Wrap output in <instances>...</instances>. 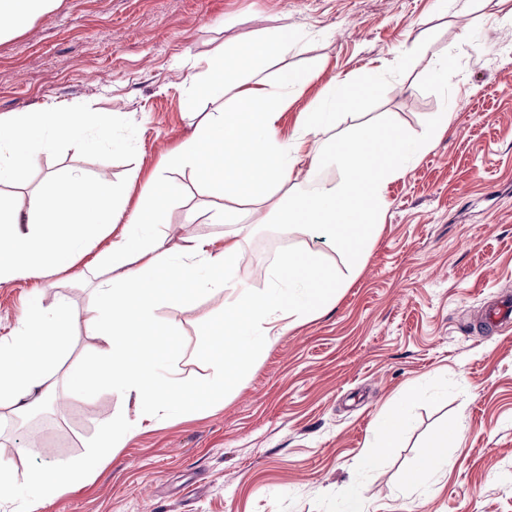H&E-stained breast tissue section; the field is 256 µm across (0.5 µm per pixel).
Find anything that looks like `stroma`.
Listing matches in <instances>:
<instances>
[{
	"label": "stroma",
	"mask_w": 512,
	"mask_h": 512,
	"mask_svg": "<svg viewBox=\"0 0 512 512\" xmlns=\"http://www.w3.org/2000/svg\"><path fill=\"white\" fill-rule=\"evenodd\" d=\"M470 8L487 16L482 28L437 0H62L0 42V115L108 112L118 142L94 151L52 144L22 182L0 191L25 203L48 177L72 170L108 172L121 188L136 167L141 180L159 175L181 187L162 226L175 245L225 231L190 217L208 203L190 171L163 166L195 135L197 113L224 108L186 85L195 57L295 28L296 47L262 71L269 78L285 64L314 74L280 114L283 138L331 81H357L375 67L378 94L359 113L341 111L337 133L382 121L418 138L433 113L455 114L387 184V211L358 271L324 233L307 239L276 223L246 225L236 264L243 292L266 288L280 253L309 247L343 282L335 304L260 347L217 404L206 398L204 341L223 326V293L161 307L173 366L197 389L186 412L137 431L94 480L40 512H346L350 485L366 512H512V330L481 325L486 307L512 294V26L496 22L512 0H471ZM446 60L453 70L442 81L436 69ZM93 279L77 266L0 283V336L35 293L48 305L64 297L84 308ZM393 405L408 419L399 445L380 469L365 470L374 423ZM128 412L109 389L80 400L56 385L53 405L30 427L39 457L18 453L15 418L0 415V465L26 486L33 470L97 450L103 420ZM446 425L460 430L447 464L430 485L404 488V473Z\"/></svg>",
	"instance_id": "stroma-1"
}]
</instances>
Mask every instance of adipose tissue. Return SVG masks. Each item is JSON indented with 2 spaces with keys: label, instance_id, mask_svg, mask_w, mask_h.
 I'll use <instances>...</instances> for the list:
<instances>
[{
  "label": "adipose tissue",
  "instance_id": "ef3b65f1",
  "mask_svg": "<svg viewBox=\"0 0 512 512\" xmlns=\"http://www.w3.org/2000/svg\"><path fill=\"white\" fill-rule=\"evenodd\" d=\"M60 2L0 0V41L21 33ZM297 39L293 28L280 25L237 48L232 59H197L188 76L191 86H205L219 98L231 88L237 94L230 107L200 122L195 137L169 155L166 164L190 171L199 194L211 197L207 213L212 223H243L245 206L269 201L287 231L307 236L323 227L357 266L370 251L385 214L386 181L404 172L431 140L407 137L387 124L333 137L337 109L358 110L379 91L380 77L374 72L358 81H339L324 103L304 113L291 138L279 139L278 113L287 107L290 95L308 85L312 74L285 68L268 81L260 70L266 61L287 54ZM94 129L99 132L95 138L90 135ZM111 132L108 113L50 109L0 115V183L21 181L51 143L63 141L85 150L95 147L97 139H109ZM330 165L343 170L341 180L322 177V169ZM178 197L177 187L159 178L144 186L130 213L109 179L89 180L77 173L48 178L25 206L16 196L0 192V282L66 272L80 261L88 270L108 272L84 310H75L63 298L48 306L37 296L29 302L13 334L0 339L1 406L17 416L27 414L51 392V379L58 373L73 398L89 399L99 387H108L135 408L134 419L105 424L106 447L120 448L144 421L177 413L168 395L189 389L181 378L158 376L168 365L157 334L161 306H181L223 291L224 327L205 342L214 370L209 391L214 401L236 383L274 329L302 323L335 303L342 283L318 252L309 249L281 253L267 272L268 288L239 294L237 233H226L220 243L190 235L179 248L169 246L159 226L165 207ZM102 236L112 242L98 253L94 243ZM171 280L189 283V291L169 292ZM79 324L105 347L92 360L63 366L72 330ZM406 425V415L398 408L377 420L375 443L364 457L368 469L381 466ZM457 437L454 428L437 433L406 475L405 485L429 483ZM107 462V455L97 451L68 465L38 468L25 493L0 469V502L22 495L30 512H37L70 483L94 477Z\"/></svg>",
  "mask_w": 512,
  "mask_h": 512
}]
</instances>
